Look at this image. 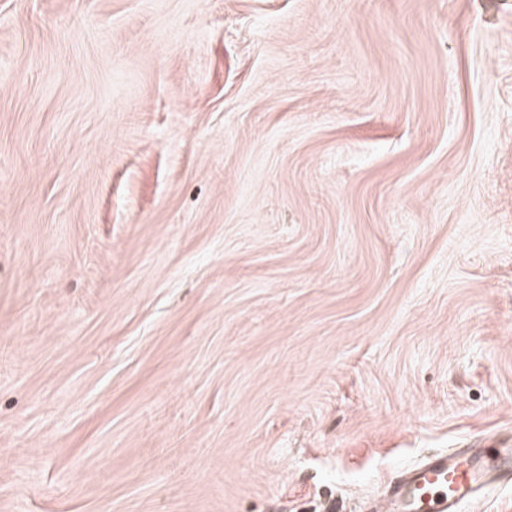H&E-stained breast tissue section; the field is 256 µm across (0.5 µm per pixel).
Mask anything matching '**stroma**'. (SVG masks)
Listing matches in <instances>:
<instances>
[{"label":"stroma","instance_id":"obj_1","mask_svg":"<svg viewBox=\"0 0 512 512\" xmlns=\"http://www.w3.org/2000/svg\"><path fill=\"white\" fill-rule=\"evenodd\" d=\"M512 435V0H0V512H366Z\"/></svg>","mask_w":512,"mask_h":512}]
</instances>
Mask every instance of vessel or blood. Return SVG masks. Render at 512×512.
I'll list each match as a JSON object with an SVG mask.
<instances>
[{
	"label": "vessel or blood",
	"instance_id": "b4317fda",
	"mask_svg": "<svg viewBox=\"0 0 512 512\" xmlns=\"http://www.w3.org/2000/svg\"><path fill=\"white\" fill-rule=\"evenodd\" d=\"M512 481V442L438 451L403 468L384 490L382 512H460L494 482Z\"/></svg>",
	"mask_w": 512,
	"mask_h": 512
}]
</instances>
